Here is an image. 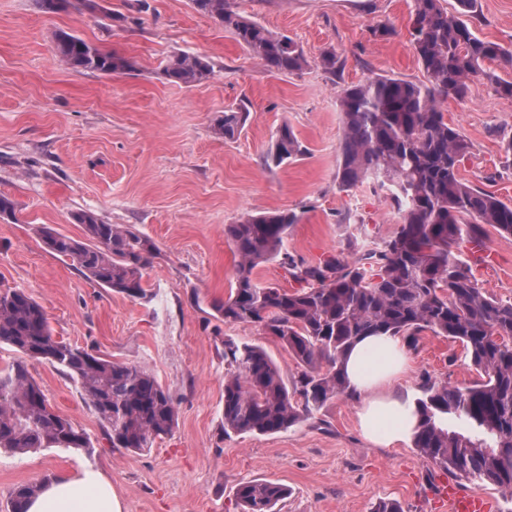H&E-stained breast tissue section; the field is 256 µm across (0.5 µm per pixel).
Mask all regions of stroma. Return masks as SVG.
I'll return each instance as SVG.
<instances>
[{
  "instance_id": "stroma-1",
  "label": "stroma",
  "mask_w": 512,
  "mask_h": 512,
  "mask_svg": "<svg viewBox=\"0 0 512 512\" xmlns=\"http://www.w3.org/2000/svg\"><path fill=\"white\" fill-rule=\"evenodd\" d=\"M96 2L93 12L77 2L42 13L33 0H0V194L17 205L16 221L0 220V289L37 300L58 339L150 370L172 395L177 424L148 450H115L80 388L51 364L28 361L51 405L89 435L92 448L1 451L0 512H9L17 487L83 467L106 473L123 512H240L236 487L250 480L287 488L277 512H373L382 499L403 512H434L438 485L451 473L411 442L383 448L366 440L352 399L336 397L276 434L225 433V340L262 346L285 378L298 365L260 329L224 323L209 308L228 295L237 263L224 227L244 213L295 212L286 246L308 264L340 248L345 213L362 219L364 243L397 231L398 214L369 185L336 186L337 95L374 75L424 82L411 44V0H235L244 17L302 47L310 65L290 75L265 70L190 0ZM380 22L393 35L373 36ZM472 24L512 48V0H477ZM59 29L131 58L136 70L71 69L54 52ZM327 49L344 61L334 76L318 64ZM183 52L206 57L213 76L191 87L167 83L162 65ZM230 108L249 118L227 139L214 121ZM442 109L473 145L461 176L512 201V166L501 150L512 137V99L481 80L465 101ZM285 124L306 152L266 168ZM82 210L155 243L146 298L99 286L42 243V225L80 237L71 216ZM484 235L489 258L473 273L491 295L512 300V236L489 225ZM425 376L466 385L478 373L460 345L428 333L410 350L396 387L417 392Z\"/></svg>"
}]
</instances>
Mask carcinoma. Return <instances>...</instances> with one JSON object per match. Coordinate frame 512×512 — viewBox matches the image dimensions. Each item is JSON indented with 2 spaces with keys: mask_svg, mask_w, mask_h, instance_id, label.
Here are the masks:
<instances>
[{
  "mask_svg": "<svg viewBox=\"0 0 512 512\" xmlns=\"http://www.w3.org/2000/svg\"><path fill=\"white\" fill-rule=\"evenodd\" d=\"M412 0L414 53L426 82L378 76L341 90L337 103L343 134L336 184L350 191L368 184L383 194L401 218L391 238L370 247L346 237L355 255L331 254L317 264L297 260L286 247L297 223L293 212L245 214L224 225V238L238 261L227 298L212 304L226 323L253 326L288 349L301 371L286 380L259 345L224 341V432L275 434L318 412L337 396L351 397L344 360L363 336L399 337L411 349L430 332L462 345L481 374L468 386L430 379L416 399L419 424L413 447L439 468L497 486L512 502V301L490 295L461 245L484 250L483 225L512 236V202L460 176L473 145L448 122L442 104L463 101L475 80L512 98V80L487 67L512 63V48L480 38L465 20L475 0ZM193 9L224 25L271 72L293 74L309 66L288 36L270 32L241 16L232 0H191ZM57 57L75 70L106 74L136 69L135 62L81 37L53 35ZM328 73L344 62L328 49L320 56ZM210 62L186 53L171 56L162 69L170 82L186 87L211 77ZM248 113L229 109L215 123L232 139ZM294 130L283 125L267 164L279 166L303 155ZM80 238L43 226L39 234L52 252L70 259L89 280L128 297L143 298V271L156 246L128 227L107 224L90 211L72 215ZM277 264L299 284L288 291L260 284L255 270ZM0 343L30 359L58 367L78 384L105 427L111 447L137 452L170 435L177 411L169 391L146 369L112 361L53 336L43 306L20 289L0 291ZM455 418L464 431L448 429ZM41 448L89 449L88 435L59 414L25 365L0 370V449L26 453ZM40 490L18 487L11 512ZM287 489L270 481H246L236 496L242 512H275Z\"/></svg>",
  "mask_w": 512,
  "mask_h": 512,
  "instance_id": "1",
  "label": "carcinoma"
}]
</instances>
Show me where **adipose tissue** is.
Segmentation results:
<instances>
[{"label":"adipose tissue","mask_w":512,"mask_h":512,"mask_svg":"<svg viewBox=\"0 0 512 512\" xmlns=\"http://www.w3.org/2000/svg\"><path fill=\"white\" fill-rule=\"evenodd\" d=\"M401 342L390 336H367L349 352L344 364L351 390L360 403L359 427L371 442L391 446L410 439L419 423L410 394L393 384L407 365ZM26 512H122L112 483L103 472L82 468L43 483Z\"/></svg>","instance_id":"ef3b65f1"}]
</instances>
